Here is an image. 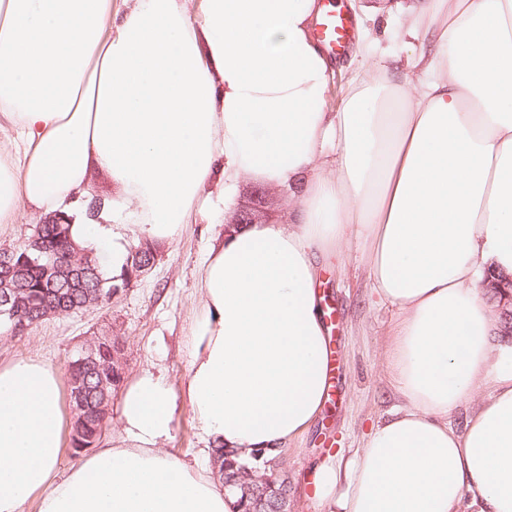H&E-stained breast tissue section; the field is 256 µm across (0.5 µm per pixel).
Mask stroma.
<instances>
[{"instance_id":"35a3bbf8","label":"stroma","mask_w":512,"mask_h":512,"mask_svg":"<svg viewBox=\"0 0 512 512\" xmlns=\"http://www.w3.org/2000/svg\"><path fill=\"white\" fill-rule=\"evenodd\" d=\"M372 31V22L363 21L355 50L334 60L335 74L353 83L390 59L407 58L410 49L399 42L387 50L366 51ZM219 231L214 224L187 225L173 243L161 248L152 270L112 303L52 317L18 337L0 328V360L40 358L63 374L87 340L112 335L122 342L126 377L150 372L180 391L187 376L191 323L199 307L197 265L209 238ZM320 265L325 270L323 291L335 309L340 383L333 401L325 403L307 431L275 459L273 474L287 478L293 512H325L310 487L313 468L364 447L372 427L400 404L383 359L396 313L372 294L361 251L353 247L343 256L323 257ZM201 447L190 406L178 400L172 437L164 449L190 460L199 456Z\"/></svg>"}]
</instances>
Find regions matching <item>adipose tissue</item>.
I'll return each instance as SVG.
<instances>
[{
	"label": "adipose tissue",
	"instance_id": "ef3b65f1",
	"mask_svg": "<svg viewBox=\"0 0 512 512\" xmlns=\"http://www.w3.org/2000/svg\"><path fill=\"white\" fill-rule=\"evenodd\" d=\"M319 0H0V223L69 211L90 168L114 193L73 242L120 276L127 222L153 244L221 223L251 180L288 197L208 242L182 393L142 373L118 444L66 477L58 371L0 362V512H239L209 451L277 455L326 398L317 257L361 245L394 308L403 399L312 477L326 512H512V347L493 348L490 273L512 272V0H408L412 83L377 70L342 111L311 36ZM491 379L495 391L477 388ZM206 455L165 452L176 401ZM463 423L452 414L462 403Z\"/></svg>",
	"mask_w": 512,
	"mask_h": 512
}]
</instances>
